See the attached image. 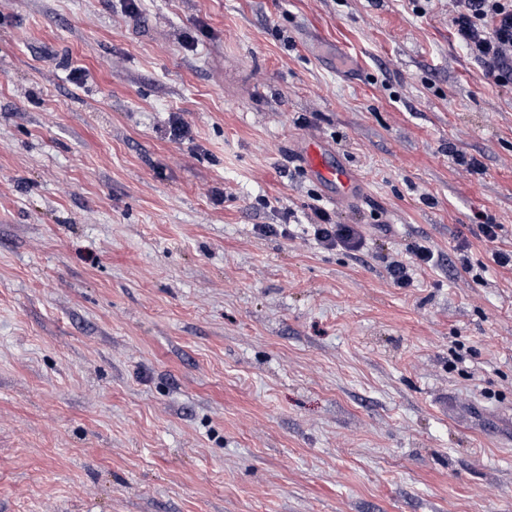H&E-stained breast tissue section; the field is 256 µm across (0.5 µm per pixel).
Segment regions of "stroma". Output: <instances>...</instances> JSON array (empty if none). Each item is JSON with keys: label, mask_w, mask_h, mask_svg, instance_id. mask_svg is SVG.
Masks as SVG:
<instances>
[{"label": "stroma", "mask_w": 512, "mask_h": 512, "mask_svg": "<svg viewBox=\"0 0 512 512\" xmlns=\"http://www.w3.org/2000/svg\"><path fill=\"white\" fill-rule=\"evenodd\" d=\"M496 249L512 87L448 0H0V512H512ZM328 153L321 144H310L304 152L307 170L319 182L334 187L341 196H349L356 187V180L350 169L336 158L330 161ZM314 221L310 224L313 239L323 248H342L360 251L364 244L362 231L356 224H335L329 212L321 206H312Z\"/></svg>", "instance_id": "stroma-1"}]
</instances>
